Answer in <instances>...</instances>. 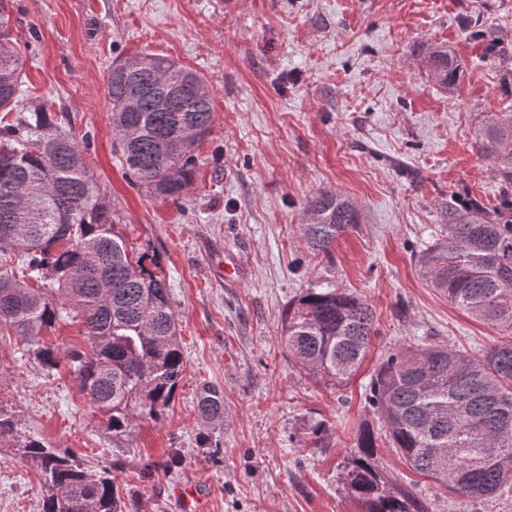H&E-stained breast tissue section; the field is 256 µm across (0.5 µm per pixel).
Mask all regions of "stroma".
<instances>
[{
	"instance_id": "1",
	"label": "stroma",
	"mask_w": 512,
	"mask_h": 512,
	"mask_svg": "<svg viewBox=\"0 0 512 512\" xmlns=\"http://www.w3.org/2000/svg\"><path fill=\"white\" fill-rule=\"evenodd\" d=\"M221 2L11 0L24 94L81 137L129 246L160 261L186 371L161 422L114 437L72 380L68 355L87 343L63 321L45 337L55 368L0 335V405L86 468L112 466L125 512H364L344 475L358 428L379 422L364 388L382 361L422 341L477 357L503 337L430 288L416 256L444 206L498 197L476 130L512 112L488 53L512 55V0ZM433 43L462 68L454 92L421 64ZM143 52L199 72L213 101L176 202L132 185L112 142V63ZM324 190L350 197L361 219L326 255L300 231L306 199ZM314 282L362 295L376 314L370 353L341 391L279 342L289 301ZM205 384L224 393L223 422L197 412ZM311 419L328 427L321 443L304 433ZM374 464L425 512H512V492L483 503L448 493L386 441ZM41 504L38 470L0 449V512Z\"/></svg>"
}]
</instances>
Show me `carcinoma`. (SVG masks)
<instances>
[{
	"mask_svg": "<svg viewBox=\"0 0 512 512\" xmlns=\"http://www.w3.org/2000/svg\"><path fill=\"white\" fill-rule=\"evenodd\" d=\"M8 5L0 0V333L18 336L52 368L58 359L43 345L45 332L61 319L78 321L90 349L70 352L77 387L112 435L123 436L137 420L161 421L183 378L170 288L113 224L73 132L43 102L24 115ZM425 62L440 86H456L461 71L448 47L429 46ZM108 92L127 174L178 201L212 129L203 77L144 53L112 64ZM478 139L493 160L498 202L448 206L417 265L448 302L507 336L479 358L437 343L399 349L378 367L365 399L413 471L481 502L512 491V113L486 116ZM303 211L300 231L319 254L359 224L355 203L335 191L312 195ZM374 335L366 299L319 285L288 304L280 342L310 377L339 389L359 372ZM197 410L206 421L224 420V392L203 385ZM377 442L372 426L359 429V456L344 477L350 492L365 512H424L375 469ZM0 448L40 470L42 512H122L112 467L85 470L1 407Z\"/></svg>",
	"mask_w": 512,
	"mask_h": 512,
	"instance_id": "cac0c4a2",
	"label": "carcinoma"
}]
</instances>
